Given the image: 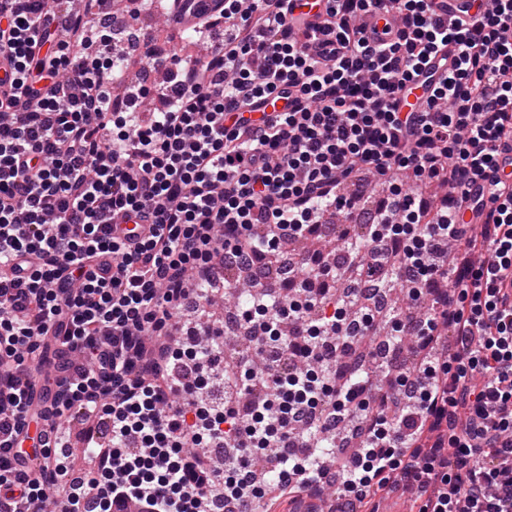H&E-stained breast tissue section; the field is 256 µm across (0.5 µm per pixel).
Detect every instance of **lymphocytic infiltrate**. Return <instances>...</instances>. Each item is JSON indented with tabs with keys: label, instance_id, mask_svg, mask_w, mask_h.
<instances>
[{
	"label": "lymphocytic infiltrate",
	"instance_id": "f902f5d3",
	"mask_svg": "<svg viewBox=\"0 0 512 512\" xmlns=\"http://www.w3.org/2000/svg\"><path fill=\"white\" fill-rule=\"evenodd\" d=\"M380 2L327 0L303 42L291 0H150L213 43L183 62L149 46L116 58L69 0H0V512H249L261 497L280 512L327 486L329 512L392 493L417 512H512V177L497 164L512 0L453 26L428 0H388L400 26L372 41L355 20ZM448 46L423 111H401ZM278 92L285 111L263 112ZM401 171L447 185L438 210ZM361 173L383 186L367 250L345 225L336 251L300 254L297 278L240 316L255 346L227 352L182 320L223 270L324 238ZM132 215L149 234L114 237ZM371 276L404 281L410 303L380 381L338 357L374 335L356 290ZM37 383L110 429L87 468L55 423L52 464L20 467Z\"/></svg>",
	"mask_w": 512,
	"mask_h": 512
}]
</instances>
